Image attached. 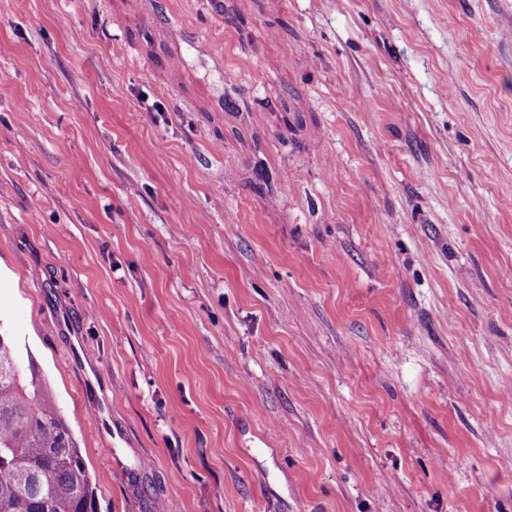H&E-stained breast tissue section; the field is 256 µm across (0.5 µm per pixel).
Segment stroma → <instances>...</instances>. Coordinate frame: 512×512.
Segmentation results:
<instances>
[{"label":"stroma","mask_w":512,"mask_h":512,"mask_svg":"<svg viewBox=\"0 0 512 512\" xmlns=\"http://www.w3.org/2000/svg\"><path fill=\"white\" fill-rule=\"evenodd\" d=\"M0 332L96 512H512V0H0Z\"/></svg>","instance_id":"35a3bbf8"}]
</instances>
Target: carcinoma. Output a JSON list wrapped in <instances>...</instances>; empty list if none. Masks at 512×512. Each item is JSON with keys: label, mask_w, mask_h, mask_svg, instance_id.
Here are the masks:
<instances>
[{"label": "carcinoma", "mask_w": 512, "mask_h": 512, "mask_svg": "<svg viewBox=\"0 0 512 512\" xmlns=\"http://www.w3.org/2000/svg\"><path fill=\"white\" fill-rule=\"evenodd\" d=\"M0 335V512H96L80 449L34 363Z\"/></svg>", "instance_id": "obj_1"}]
</instances>
